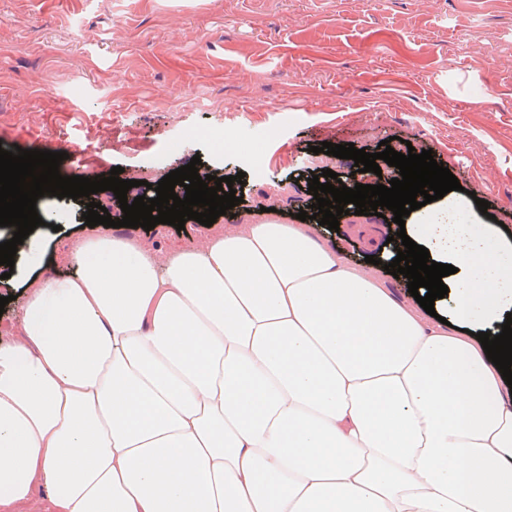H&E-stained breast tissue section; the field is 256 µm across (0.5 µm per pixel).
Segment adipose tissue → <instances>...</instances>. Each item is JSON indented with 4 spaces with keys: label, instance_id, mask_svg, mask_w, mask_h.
I'll use <instances>...</instances> for the list:
<instances>
[{
    "label": "adipose tissue",
    "instance_id": "1",
    "mask_svg": "<svg viewBox=\"0 0 512 512\" xmlns=\"http://www.w3.org/2000/svg\"><path fill=\"white\" fill-rule=\"evenodd\" d=\"M440 319L309 224L75 239L0 343V512H512V404L476 335L512 241L453 196L405 225Z\"/></svg>",
    "mask_w": 512,
    "mask_h": 512
}]
</instances>
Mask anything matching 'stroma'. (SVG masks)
Wrapping results in <instances>:
<instances>
[{"label": "stroma", "mask_w": 512, "mask_h": 512, "mask_svg": "<svg viewBox=\"0 0 512 512\" xmlns=\"http://www.w3.org/2000/svg\"><path fill=\"white\" fill-rule=\"evenodd\" d=\"M214 124L262 142L264 172L201 141L169 150ZM393 136L431 150L489 202L479 223L496 217L512 239V0H0V148L66 152L61 175L81 163L160 179L197 156L213 176H244L217 225L259 221L274 193L290 224L314 201L310 177L356 169L314 146L376 153ZM115 137L128 150L100 153ZM77 210L47 204L38 275H70L58 253L93 233L164 248L209 232L91 228ZM399 230L373 215L317 233L361 263Z\"/></svg>", "instance_id": "obj_1"}]
</instances>
